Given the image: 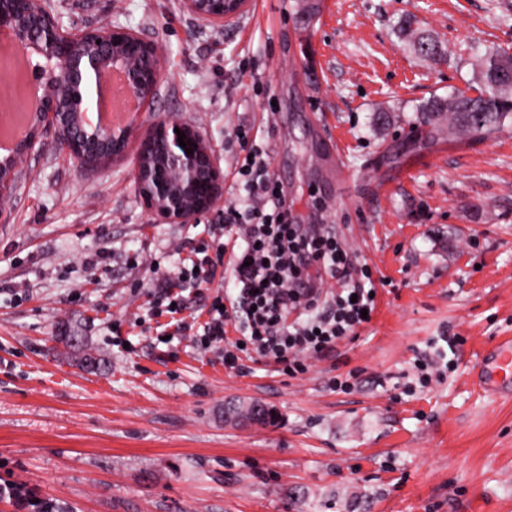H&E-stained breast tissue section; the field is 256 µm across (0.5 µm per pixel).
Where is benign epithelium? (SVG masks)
<instances>
[{
  "label": "benign epithelium",
  "instance_id": "benign-epithelium-1",
  "mask_svg": "<svg viewBox=\"0 0 512 512\" xmlns=\"http://www.w3.org/2000/svg\"><path fill=\"white\" fill-rule=\"evenodd\" d=\"M248 0H185L187 10L201 18L223 21L242 13ZM11 31L33 56L45 60L33 75L46 92L32 112L35 122L14 154L0 159V196L15 184L27 158L39 150L43 130L57 135L58 150L79 166L126 154L132 157L133 177L152 218L166 224H196L209 212L224 186V174L205 135L176 119L140 131L136 123L94 124L97 91L115 70L124 75L129 91L145 101L156 93L161 56L157 46L125 28L72 33L46 10L42 0H0V32ZM186 135L181 147L175 129ZM193 153L188 154L186 150Z\"/></svg>",
  "mask_w": 512,
  "mask_h": 512
}]
</instances>
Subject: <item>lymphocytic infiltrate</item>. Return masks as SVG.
Wrapping results in <instances>:
<instances>
[{
	"label": "lymphocytic infiltrate",
	"mask_w": 512,
	"mask_h": 512,
	"mask_svg": "<svg viewBox=\"0 0 512 512\" xmlns=\"http://www.w3.org/2000/svg\"><path fill=\"white\" fill-rule=\"evenodd\" d=\"M234 167L239 195L224 207V221L206 225L210 245L175 270L161 271L153 307L170 303L176 332L206 350L221 349L226 367L239 357L224 349V333L234 327L242 346L289 373H302L312 358L335 351L375 312L377 291L368 265L354 256L331 224H298L271 170L268 146L253 144ZM228 264L231 293L215 297L203 326L180 313L183 293L211 284L218 265ZM337 286L325 288V279Z\"/></svg>",
	"instance_id": "1"
}]
</instances>
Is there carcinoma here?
<instances>
[{
	"instance_id": "obj_1",
	"label": "carcinoma",
	"mask_w": 512,
	"mask_h": 512,
	"mask_svg": "<svg viewBox=\"0 0 512 512\" xmlns=\"http://www.w3.org/2000/svg\"><path fill=\"white\" fill-rule=\"evenodd\" d=\"M400 39L417 56L435 60L445 55L443 42L406 17L397 28ZM478 86L475 94L453 91L422 103L419 112L431 132L452 139L483 140L512 126V48L473 55Z\"/></svg>"
}]
</instances>
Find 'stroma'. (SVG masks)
<instances>
[{"label":"stroma","mask_w":512,"mask_h":512,"mask_svg":"<svg viewBox=\"0 0 512 512\" xmlns=\"http://www.w3.org/2000/svg\"><path fill=\"white\" fill-rule=\"evenodd\" d=\"M317 2L308 20L296 0H250L221 23L183 0L53 12L68 30L155 42L163 68L142 126L197 127L224 174L236 129L258 130L298 221L325 199L380 279L372 321L295 376L254 353L231 369L190 340L158 342L138 322L151 263H180L202 235L153 221L130 158L81 172L46 132L0 220V484L67 512H512V394L476 378L512 336V130L448 141L415 123L422 100L467 89L474 46L512 47V0ZM408 14L444 60L398 40ZM382 109L397 122L378 125ZM332 147L334 180L311 163ZM68 329L81 348L61 342ZM440 350L417 384L414 363ZM83 351L101 367L81 366ZM336 376L353 391H334ZM233 400L276 419L226 422Z\"/></svg>","instance_id":"stroma-1"}]
</instances>
